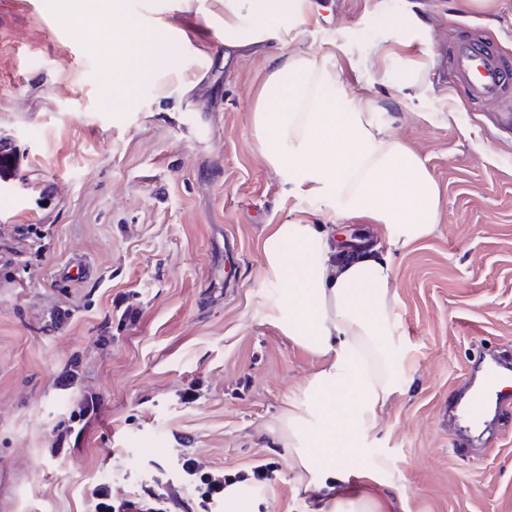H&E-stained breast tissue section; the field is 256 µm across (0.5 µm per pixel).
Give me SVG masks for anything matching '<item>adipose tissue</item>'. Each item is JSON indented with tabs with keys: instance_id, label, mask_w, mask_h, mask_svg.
Segmentation results:
<instances>
[{
	"instance_id": "adipose-tissue-1",
	"label": "adipose tissue",
	"mask_w": 512,
	"mask_h": 512,
	"mask_svg": "<svg viewBox=\"0 0 512 512\" xmlns=\"http://www.w3.org/2000/svg\"><path fill=\"white\" fill-rule=\"evenodd\" d=\"M212 28L228 46L285 43L316 17L315 0H218ZM78 27L103 26L96 44L112 63L115 87L162 79L174 69L169 29L127 20L126 0H61ZM262 157L298 197L325 204L327 224L269 225L261 243L269 320L320 367L295 394L275 430L288 454L296 492L310 512H379L369 495L343 497L341 486L374 481L351 466L380 411L398 391L400 334L391 258L431 236L437 183L420 155L392 136L368 96L348 95L333 55L304 49L274 59L252 109ZM364 218L383 244L357 239L337 258V222Z\"/></svg>"
}]
</instances>
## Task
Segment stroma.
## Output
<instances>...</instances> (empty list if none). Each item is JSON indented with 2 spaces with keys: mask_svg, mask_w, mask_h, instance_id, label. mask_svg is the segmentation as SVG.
Instances as JSON below:
<instances>
[{
  "mask_svg": "<svg viewBox=\"0 0 512 512\" xmlns=\"http://www.w3.org/2000/svg\"><path fill=\"white\" fill-rule=\"evenodd\" d=\"M56 4L0 0V512H96L99 489L167 484L194 506L189 459L216 477L271 464L261 512H305L273 427L319 361L266 319L260 243L329 217L265 164L251 111L272 60L309 47L440 190L435 233L393 260L406 367L353 463L393 512H512V411L476 454L445 415L481 352L512 357V127L448 65L465 38L512 61V0H319L288 43L233 50L174 0H129L172 27L196 81H142L119 111L98 30ZM405 12L423 30L409 48L388 23ZM422 65L420 88L383 78ZM71 263L83 279L61 286Z\"/></svg>",
  "mask_w": 512,
  "mask_h": 512,
  "instance_id": "stroma-1",
  "label": "stroma"
}]
</instances>
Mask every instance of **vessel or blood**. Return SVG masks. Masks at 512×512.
<instances>
[{
    "label": "vessel or blood",
    "instance_id": "vessel-or-blood-1",
    "mask_svg": "<svg viewBox=\"0 0 512 512\" xmlns=\"http://www.w3.org/2000/svg\"><path fill=\"white\" fill-rule=\"evenodd\" d=\"M451 66L458 83L475 102L503 100L507 88L512 86V70L494 52L470 39L455 46ZM479 365V376L448 404V420L455 427L487 423L504 405L500 387L512 380V363L486 354L480 357Z\"/></svg>",
    "mask_w": 512,
    "mask_h": 512
}]
</instances>
